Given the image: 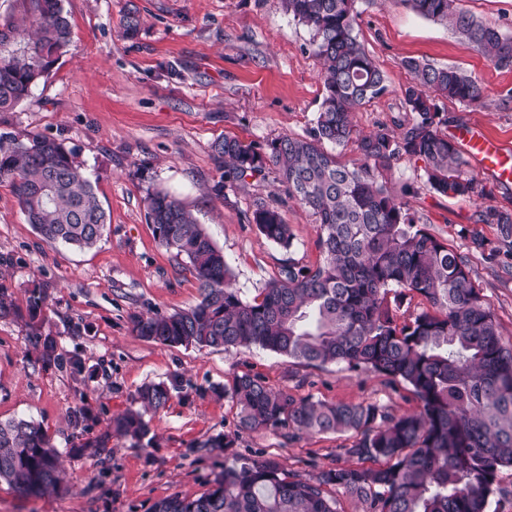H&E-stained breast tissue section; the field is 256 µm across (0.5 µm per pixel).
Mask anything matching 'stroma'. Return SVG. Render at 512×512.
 <instances>
[{
	"mask_svg": "<svg viewBox=\"0 0 512 512\" xmlns=\"http://www.w3.org/2000/svg\"><path fill=\"white\" fill-rule=\"evenodd\" d=\"M63 7L71 42L24 101L0 112V134L26 131L62 142L94 184L107 224L92 249L51 245L27 223L11 188L0 184V284L20 305L28 289L46 286V330L59 351L80 349L99 375L77 380L43 365L23 323L0 319V419L40 422L68 474L67 490L40 498L0 484V512H148L175 494L198 496L222 470L224 454L201 456L189 447L224 433L236 435V450L273 456L288 470L312 474L335 460L345 442L336 434L289 442L268 430L239 429L235 403L213 389L242 372L298 398L416 411L407 387L374 373L305 366L255 347L225 353L168 346L132 333L133 314L172 313L199 299L185 258L154 238L146 219L148 191L168 192L191 210L223 251L245 297H254L287 262L319 260L314 216L289 202L282 214L292 247L268 242L247 218L257 199L282 195V186L271 177L216 192L224 171L212 150L225 137L262 147L284 134L308 136L324 93L310 30L281 0H63ZM356 10L355 32L387 84L383 95L354 112L357 133L384 126L395 134L410 119L402 91L412 80L404 63L414 59L458 67L487 90L480 105L439 100L440 132L452 137L475 127L512 148V68L497 67L446 24L416 15L403 0H357ZM132 11L139 26L129 38L123 19ZM422 168L403 155L384 172L416 223L457 250L475 237L494 249L496 225L477 223L476 214L486 204L512 211V181L496 182L472 157L467 170L486 184L488 201L450 199L430 189ZM507 265L501 256L470 257L471 277L510 343ZM175 377L183 392L153 419V446L135 448L113 438L109 473L99 477L91 441L130 407L138 387ZM79 406L88 411L83 431L69 416Z\"/></svg>",
	"mask_w": 512,
	"mask_h": 512,
	"instance_id": "1",
	"label": "stroma"
}]
</instances>
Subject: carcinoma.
I'll return each instance as SVG.
<instances>
[{
    "instance_id": "1",
    "label": "carcinoma",
    "mask_w": 512,
    "mask_h": 512,
    "mask_svg": "<svg viewBox=\"0 0 512 512\" xmlns=\"http://www.w3.org/2000/svg\"><path fill=\"white\" fill-rule=\"evenodd\" d=\"M412 11L446 22L500 67H512V37L459 8L457 0H403ZM312 33L322 61L324 94L306 138L279 136L262 149L226 138L214 143L224 183L243 186L272 169L288 198L316 217L321 259L290 262L249 299L234 288V272L180 200L156 190L146 216L158 243L185 257L198 283L199 301L170 314L132 317L135 336L198 349L259 347L312 367L344 364L410 388L419 409L394 414L376 402L325 403L275 390L259 375H235L224 394L236 403L239 428L300 435L348 436L338 457L311 476L285 471L262 453L235 450L236 435L220 434L188 448L224 449V469L197 497L174 495L149 512H339L336 494L362 512H488L501 492L498 474L512 469V344L502 339L491 304L471 279L467 254L448 247L414 222L404 199L380 169L399 154L424 163L426 183L448 198L484 199L486 186L465 170L457 142L437 130V100L481 104L477 78L454 67L404 62L413 81L402 90L412 114L399 139L380 127L356 133L352 114L387 90L383 71L355 34L356 0H282ZM21 21L35 35L0 53V112L11 111L66 52L70 24L62 0H21ZM356 144L358 158L341 163L325 145ZM9 183L21 211L46 241L90 249L101 239L106 213L89 177L71 151L31 132L0 134V183ZM248 222L285 248L293 234L279 207L260 199ZM477 222L499 228L492 256L512 257V212L487 206ZM425 306L398 323L404 294ZM47 289L27 291L20 306L0 287V319L29 330L43 363L75 379L94 377L80 351L58 352L42 332ZM177 379L149 383L133 397L134 409L113 417L93 444L112 436L134 448L151 445L152 417L163 411ZM28 497L57 492L66 473L41 424L0 421V484Z\"/></svg>"
}]
</instances>
